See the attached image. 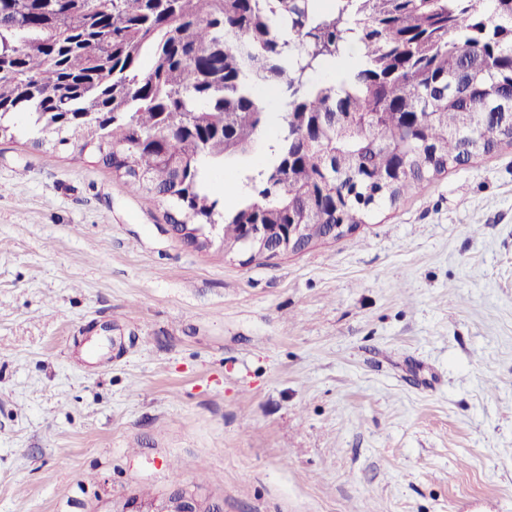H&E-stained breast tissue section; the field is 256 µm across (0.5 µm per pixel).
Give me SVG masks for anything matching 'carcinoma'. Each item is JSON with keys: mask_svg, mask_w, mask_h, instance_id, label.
<instances>
[{"mask_svg": "<svg viewBox=\"0 0 512 512\" xmlns=\"http://www.w3.org/2000/svg\"><path fill=\"white\" fill-rule=\"evenodd\" d=\"M362 63L340 85L326 63ZM233 207L205 169L250 157ZM87 153L199 248L363 224L512 143V0H0V139Z\"/></svg>", "mask_w": 512, "mask_h": 512, "instance_id": "obj_1", "label": "carcinoma"}]
</instances>
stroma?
<instances>
[{
    "mask_svg": "<svg viewBox=\"0 0 512 512\" xmlns=\"http://www.w3.org/2000/svg\"><path fill=\"white\" fill-rule=\"evenodd\" d=\"M512 512V145L253 261L0 140V512Z\"/></svg>",
    "mask_w": 512,
    "mask_h": 512,
    "instance_id": "35a3bbf8",
    "label": "stroma"
}]
</instances>
